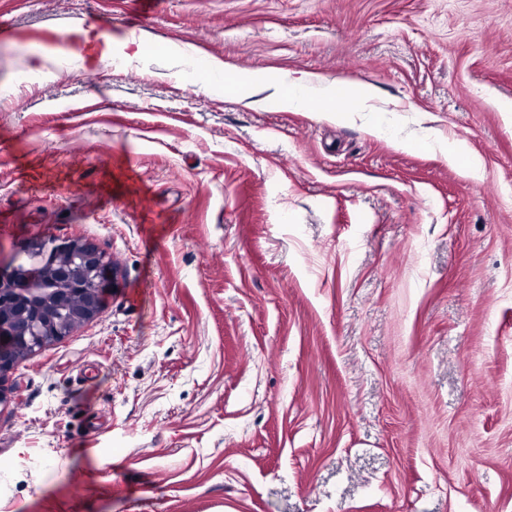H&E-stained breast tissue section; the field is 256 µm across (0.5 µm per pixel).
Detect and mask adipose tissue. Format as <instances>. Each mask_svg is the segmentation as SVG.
Here are the masks:
<instances>
[{
	"label": "adipose tissue",
	"instance_id": "ef3b65f1",
	"mask_svg": "<svg viewBox=\"0 0 512 512\" xmlns=\"http://www.w3.org/2000/svg\"><path fill=\"white\" fill-rule=\"evenodd\" d=\"M274 96L284 108L301 111L319 107L339 120L351 112H369L373 109V94L367 88L341 80L327 84L311 76L289 79L286 89L276 90Z\"/></svg>",
	"mask_w": 512,
	"mask_h": 512
}]
</instances>
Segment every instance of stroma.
Wrapping results in <instances>:
<instances>
[{
    "label": "stroma",
    "mask_w": 512,
    "mask_h": 512,
    "mask_svg": "<svg viewBox=\"0 0 512 512\" xmlns=\"http://www.w3.org/2000/svg\"><path fill=\"white\" fill-rule=\"evenodd\" d=\"M52 237L116 286L10 372L0 512H512V0H0V262ZM273 94L279 105L288 110L310 108L311 112H325L336 120L344 119L350 112L374 111L370 90L341 80L326 84L311 76L288 77L285 91L276 88ZM316 100L322 101L323 106L317 105Z\"/></svg>",
    "instance_id": "35a3bbf8"
}]
</instances>
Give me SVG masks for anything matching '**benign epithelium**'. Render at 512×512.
Here are the masks:
<instances>
[{"label":"benign epithelium","instance_id":"obj_1","mask_svg":"<svg viewBox=\"0 0 512 512\" xmlns=\"http://www.w3.org/2000/svg\"><path fill=\"white\" fill-rule=\"evenodd\" d=\"M21 250L34 261L27 266L13 261L0 266V380L14 367L20 351L36 349L94 319L104 305L108 288L115 284V265L94 245L79 240L54 242ZM55 277L56 287H41ZM82 294L81 306L72 310L68 295Z\"/></svg>","mask_w":512,"mask_h":512}]
</instances>
